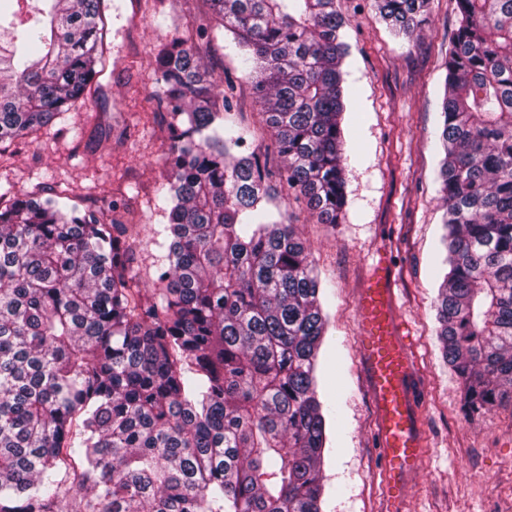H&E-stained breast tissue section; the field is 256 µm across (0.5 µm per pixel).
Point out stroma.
<instances>
[{"instance_id":"1","label":"stroma","mask_w":512,"mask_h":512,"mask_svg":"<svg viewBox=\"0 0 512 512\" xmlns=\"http://www.w3.org/2000/svg\"><path fill=\"white\" fill-rule=\"evenodd\" d=\"M348 55V207L343 223L321 224L304 203L288 212L307 239L328 289L329 325L319 392L333 408L324 458L323 512H382L375 413L357 356L356 305L372 265L386 256L396 314L413 339L411 388L426 448L405 512H512V403L465 417L462 384L443 357L435 305L446 251L438 142L448 49L458 25L455 0H433L419 39L396 34L373 0H336ZM201 0H108L98 73L84 98L31 138L0 145V185L65 192L96 209L127 204L136 224L135 268L141 287L157 277L167 220L155 189L165 172L168 111L158 102L157 46L191 27ZM204 64L234 87L230 124L248 144L282 165L262 107L231 34L200 43Z\"/></svg>"}]
</instances>
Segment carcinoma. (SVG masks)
Instances as JSON below:
<instances>
[{"label":"carcinoma","instance_id":"cac0c4a2","mask_svg":"<svg viewBox=\"0 0 512 512\" xmlns=\"http://www.w3.org/2000/svg\"><path fill=\"white\" fill-rule=\"evenodd\" d=\"M202 2L155 54L171 143L151 296L118 204L0 187V512H322L323 287L197 42L212 20L232 33L287 191L338 224L344 21L336 0ZM455 2L436 311L471 415L512 402V0ZM429 4L374 0L410 38ZM101 31L100 0H0V144L84 94Z\"/></svg>","mask_w":512,"mask_h":512}]
</instances>
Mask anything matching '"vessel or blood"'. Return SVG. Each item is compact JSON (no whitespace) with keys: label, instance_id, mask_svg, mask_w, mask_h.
Masks as SVG:
<instances>
[{"label":"vessel or blood","instance_id":"1","mask_svg":"<svg viewBox=\"0 0 512 512\" xmlns=\"http://www.w3.org/2000/svg\"><path fill=\"white\" fill-rule=\"evenodd\" d=\"M358 316V354L373 396L385 509L404 512L408 479L419 469L425 450L410 387L412 348L405 328L394 316L389 265L373 267L358 299Z\"/></svg>","mask_w":512,"mask_h":512}]
</instances>
